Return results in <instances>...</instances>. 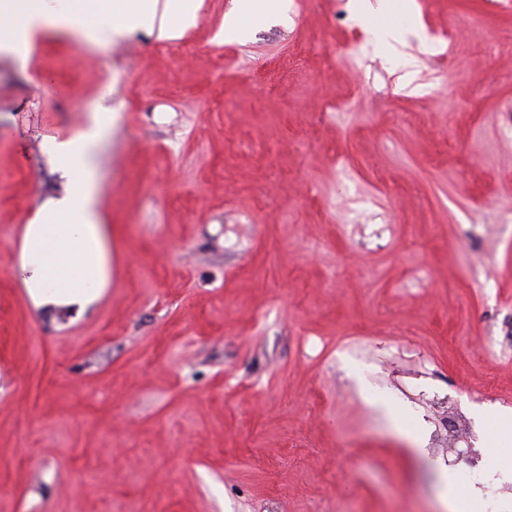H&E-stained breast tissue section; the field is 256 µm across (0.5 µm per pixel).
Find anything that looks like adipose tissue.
<instances>
[{"instance_id": "adipose-tissue-1", "label": "adipose tissue", "mask_w": 512, "mask_h": 512, "mask_svg": "<svg viewBox=\"0 0 512 512\" xmlns=\"http://www.w3.org/2000/svg\"><path fill=\"white\" fill-rule=\"evenodd\" d=\"M288 0H239L224 30L250 37L269 22L287 23ZM199 10L187 0H0V55L27 65L33 44L47 32L95 44L99 29L110 40L133 30L157 31L174 40L196 25ZM112 132V115L90 112L72 135L45 138L41 152L63 185L24 225L15 275L35 307L83 315L109 288L112 227L102 213L99 152Z\"/></svg>"}]
</instances>
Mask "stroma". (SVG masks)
<instances>
[{"mask_svg": "<svg viewBox=\"0 0 512 512\" xmlns=\"http://www.w3.org/2000/svg\"><path fill=\"white\" fill-rule=\"evenodd\" d=\"M387 2L396 57L346 0L245 42L205 0L176 40L0 55V512H441L466 486L512 411V0ZM98 104L112 283L76 319L13 268L61 189L42 138ZM371 33L373 41L387 43L396 54L401 53L398 46H407L404 34L393 25H378L372 29Z\"/></svg>", "mask_w": 512, "mask_h": 512, "instance_id": "35a3bbf8", "label": "stroma"}]
</instances>
